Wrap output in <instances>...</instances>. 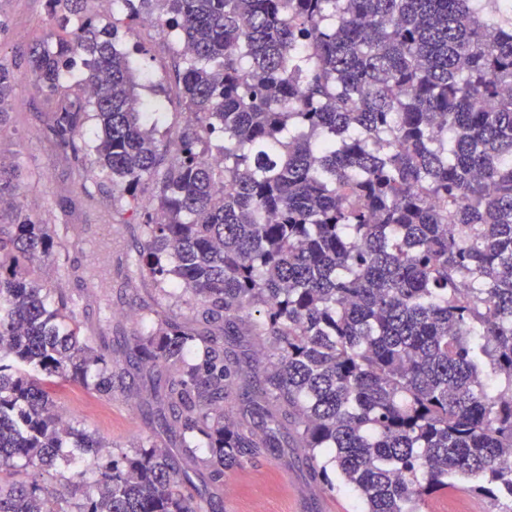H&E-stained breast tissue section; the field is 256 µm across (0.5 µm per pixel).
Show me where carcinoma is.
Here are the masks:
<instances>
[{"label":"carcinoma","instance_id":"1","mask_svg":"<svg viewBox=\"0 0 512 512\" xmlns=\"http://www.w3.org/2000/svg\"><path fill=\"white\" fill-rule=\"evenodd\" d=\"M121 2L179 59L190 124L171 145L89 0H49L77 29L28 63L89 181L135 212L139 187L155 190L132 273L191 318L150 308L124 339L125 362L159 374L145 416L216 481L286 427L315 480L333 487L334 467L364 512L456 492L512 512V20L495 0ZM18 82L0 63V125ZM23 188L0 162V512H215L170 448L115 455L59 414L67 385L112 396L120 364L43 281L70 242L32 219ZM243 341L265 353L252 390L226 350ZM235 386L266 436L229 415ZM88 459L60 503L3 476Z\"/></svg>","mask_w":512,"mask_h":512}]
</instances>
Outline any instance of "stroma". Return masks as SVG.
Masks as SVG:
<instances>
[{
	"label": "stroma",
	"instance_id": "obj_1",
	"mask_svg": "<svg viewBox=\"0 0 512 512\" xmlns=\"http://www.w3.org/2000/svg\"><path fill=\"white\" fill-rule=\"evenodd\" d=\"M0 14L9 20L0 32V56L26 64L31 48L50 42L61 28L49 11L48 0H0ZM120 49L130 52L152 81L141 88L144 99L162 100L158 139L168 142L188 123L178 84L174 78L177 59L167 39L157 29L143 25L117 26ZM55 102L22 80L12 105V119L0 129V153L11 156L28 175L24 203L34 219L46 224L52 236L63 234L67 224L112 226V286L104 297L112 305L109 331L114 359H121L124 337L137 333L141 323L137 312L161 306L172 317L189 318L187 305L164 298L154 283L128 278L127 267L135 254L140 235V217L126 211L114 197L110 185L93 184L92 200L81 193L83 181L48 128ZM151 387L135 368H127L123 380L115 382L111 397L97 398L82 387H65L58 405L77 424L109 442L114 453L132 452L152 432L142 413ZM209 498L221 512H364L357 492L344 484L326 490L315 482L303 449L283 444L277 453L252 459L244 468L227 471L223 480L209 485Z\"/></svg>",
	"mask_w": 512,
	"mask_h": 512
}]
</instances>
